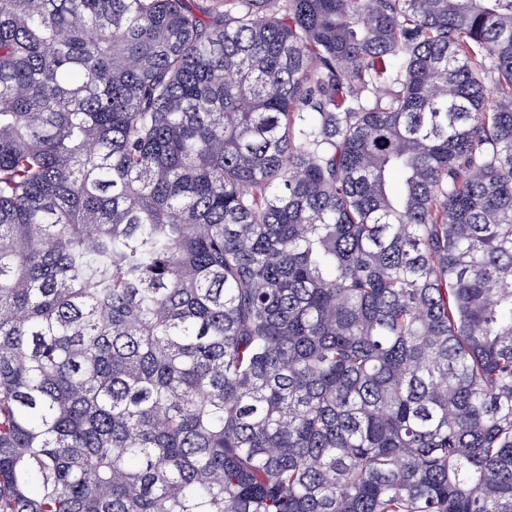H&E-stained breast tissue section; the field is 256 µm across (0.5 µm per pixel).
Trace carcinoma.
<instances>
[{
  "label": "carcinoma",
  "mask_w": 512,
  "mask_h": 512,
  "mask_svg": "<svg viewBox=\"0 0 512 512\" xmlns=\"http://www.w3.org/2000/svg\"><path fill=\"white\" fill-rule=\"evenodd\" d=\"M0 512H512V0H0Z\"/></svg>",
  "instance_id": "obj_1"
}]
</instances>
